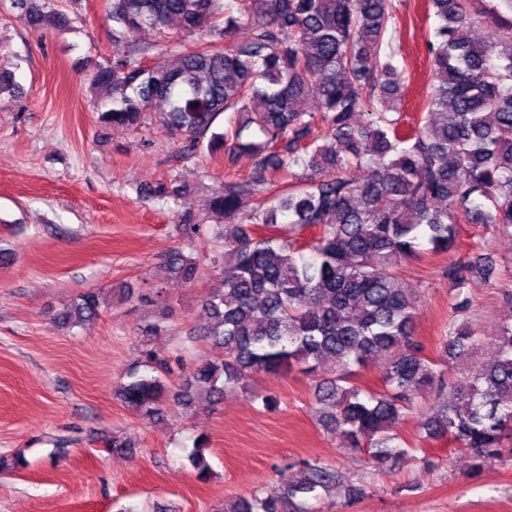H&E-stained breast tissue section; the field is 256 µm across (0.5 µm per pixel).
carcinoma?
Returning a JSON list of instances; mask_svg holds the SVG:
<instances>
[{
	"mask_svg": "<svg viewBox=\"0 0 512 512\" xmlns=\"http://www.w3.org/2000/svg\"><path fill=\"white\" fill-rule=\"evenodd\" d=\"M108 2L114 40L152 29L172 60L151 62L142 46L89 70L101 122L136 130L154 119L188 152L254 161L249 178L225 182L209 199L234 257L220 267L224 291L205 303L212 322L204 336L223 345V357L172 389L162 379L167 359L148 349L155 375L132 376L119 397L149 418L169 397L189 406L198 389L219 396L253 373L322 370L315 400L323 423L345 447L364 451L374 470L397 464L410 449L394 424L419 410L444 375L415 340L420 289L398 266L424 242L433 252L453 249L461 224L512 235V43L473 41V0H429L438 18L425 45L434 74L430 119L407 127L395 99L404 80L402 0ZM500 2L506 12L490 10L486 23L512 22V0ZM13 4L37 33L69 26L65 13L47 9L49 0ZM243 26L247 36L238 39ZM312 95L315 109L303 108ZM226 112L221 131L215 122ZM270 166L289 184L271 188ZM360 169L363 179L354 174ZM245 198L249 223L238 224ZM307 227L319 234L296 246V232ZM168 264L185 283L200 278L197 262L180 251ZM490 269L485 257L460 261L448 266V282L460 289ZM101 304L98 292H83L54 323L89 321ZM482 344L454 319L443 356L452 365ZM490 345L482 372L437 394L422 423L427 438L458 443L473 473L512 459V325ZM378 353L389 356L382 388L365 390L356 377ZM204 451L199 440L189 455L200 480L210 473ZM302 465L304 481L284 476L266 496L241 500L237 512H306L297 496L340 483L329 464Z\"/></svg>",
	"mask_w": 512,
	"mask_h": 512,
	"instance_id": "cac0c4a2",
	"label": "carcinoma"
}]
</instances>
